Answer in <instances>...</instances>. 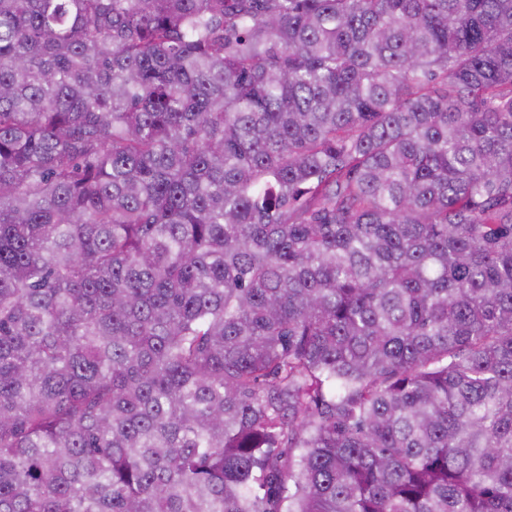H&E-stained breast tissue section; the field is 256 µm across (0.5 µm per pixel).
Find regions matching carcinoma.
I'll list each match as a JSON object with an SVG mask.
<instances>
[{
    "label": "carcinoma",
    "instance_id": "carcinoma-1",
    "mask_svg": "<svg viewBox=\"0 0 512 512\" xmlns=\"http://www.w3.org/2000/svg\"><path fill=\"white\" fill-rule=\"evenodd\" d=\"M0 512H512V0H0Z\"/></svg>",
    "mask_w": 512,
    "mask_h": 512
}]
</instances>
